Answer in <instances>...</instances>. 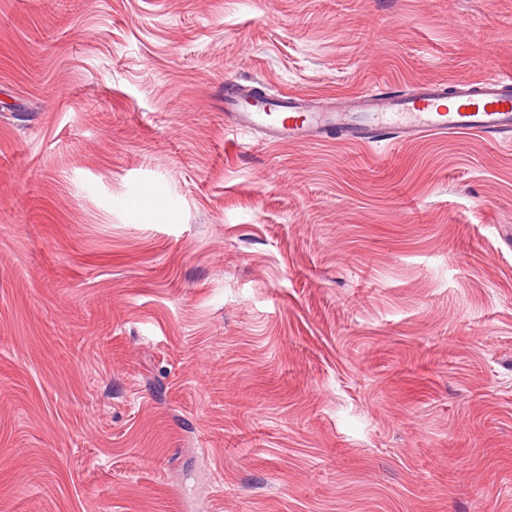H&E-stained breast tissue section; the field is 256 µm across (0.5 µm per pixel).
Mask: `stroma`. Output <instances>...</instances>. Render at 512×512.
Returning a JSON list of instances; mask_svg holds the SVG:
<instances>
[{"label": "stroma", "mask_w": 512, "mask_h": 512, "mask_svg": "<svg viewBox=\"0 0 512 512\" xmlns=\"http://www.w3.org/2000/svg\"><path fill=\"white\" fill-rule=\"evenodd\" d=\"M490 72L512 0H0V512H512V142L224 128Z\"/></svg>", "instance_id": "obj_1"}]
</instances>
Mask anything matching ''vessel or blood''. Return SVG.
Listing matches in <instances>:
<instances>
[{
    "label": "vessel or blood",
    "instance_id": "1",
    "mask_svg": "<svg viewBox=\"0 0 512 512\" xmlns=\"http://www.w3.org/2000/svg\"><path fill=\"white\" fill-rule=\"evenodd\" d=\"M224 124L267 145L418 142L438 135H512V77L491 73L449 90L426 81L390 94L365 92L321 107L297 93L226 92Z\"/></svg>",
    "mask_w": 512,
    "mask_h": 512
}]
</instances>
